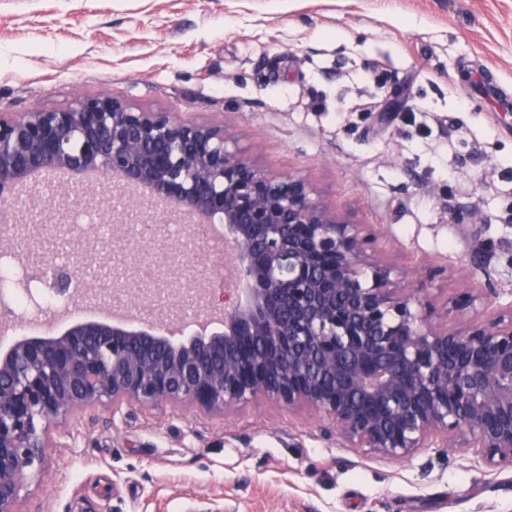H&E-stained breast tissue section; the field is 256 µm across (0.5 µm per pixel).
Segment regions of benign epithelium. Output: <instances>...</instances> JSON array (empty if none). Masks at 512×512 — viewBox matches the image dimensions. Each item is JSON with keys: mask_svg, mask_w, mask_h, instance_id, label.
<instances>
[{"mask_svg": "<svg viewBox=\"0 0 512 512\" xmlns=\"http://www.w3.org/2000/svg\"><path fill=\"white\" fill-rule=\"evenodd\" d=\"M58 170L95 171L121 192L137 189L188 218L186 238L224 223L234 262L225 287L243 293L212 305V289L172 277L163 223L137 242L131 271L108 269L112 295L149 307L195 294L196 331L174 322L134 327L79 321L55 336H29L0 355V512H18L21 487L46 459L52 421L80 406L190 400L233 409L267 398L312 410L322 432L348 448L403 460L417 448L470 451L491 471L512 468V302L494 305V271L475 264L480 287L450 299L454 317L431 320L419 298L427 265L407 281L376 257L380 231L326 206L301 176H271L226 146L224 129L166 112L85 96L60 109L0 117V241L49 277L60 296L111 242L64 225L67 201L48 199L53 222L33 233L16 221L15 187ZM113 212L112 238L127 212ZM62 238L82 259L58 264Z\"/></svg>", "mask_w": 512, "mask_h": 512, "instance_id": "obj_1", "label": "benign epithelium"}]
</instances>
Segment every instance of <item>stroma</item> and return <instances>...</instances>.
I'll return each mask as SVG.
<instances>
[{"label":"stroma","instance_id":"stroma-1","mask_svg":"<svg viewBox=\"0 0 512 512\" xmlns=\"http://www.w3.org/2000/svg\"><path fill=\"white\" fill-rule=\"evenodd\" d=\"M93 95L224 126L259 168L380 225L394 274L438 266L421 285L434 320L484 258L512 302V0H0V113ZM320 427L264 398L78 408L18 508L512 512V469L443 448L384 459Z\"/></svg>","mask_w":512,"mask_h":512}]
</instances>
